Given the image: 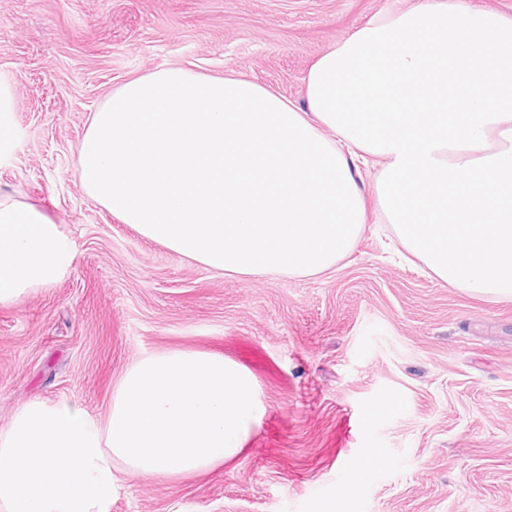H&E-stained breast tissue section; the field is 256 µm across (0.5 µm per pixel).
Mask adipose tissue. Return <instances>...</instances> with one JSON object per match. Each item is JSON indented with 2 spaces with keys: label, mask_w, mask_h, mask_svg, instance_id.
<instances>
[{
  "label": "adipose tissue",
  "mask_w": 512,
  "mask_h": 512,
  "mask_svg": "<svg viewBox=\"0 0 512 512\" xmlns=\"http://www.w3.org/2000/svg\"><path fill=\"white\" fill-rule=\"evenodd\" d=\"M78 175L142 236L225 274L328 269L371 197L436 278L512 298V18L467 0L376 14L310 66L300 105L241 74L154 70L92 113ZM75 257L40 207L0 197V305Z\"/></svg>",
  "instance_id": "adipose-tissue-1"
}]
</instances>
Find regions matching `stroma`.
<instances>
[{"instance_id":"stroma-1","label":"stroma","mask_w":512,"mask_h":512,"mask_svg":"<svg viewBox=\"0 0 512 512\" xmlns=\"http://www.w3.org/2000/svg\"><path fill=\"white\" fill-rule=\"evenodd\" d=\"M417 0H0L15 140L0 196L76 247L57 283L0 305V429L33 400L106 421L148 354L224 356L255 380L242 452L194 475L117 478L108 512H512V299L478 298L365 224L316 276L219 274L141 236L78 181L92 112L125 81L234 71L304 101L309 66ZM367 465L344 495L345 455Z\"/></svg>"}]
</instances>
